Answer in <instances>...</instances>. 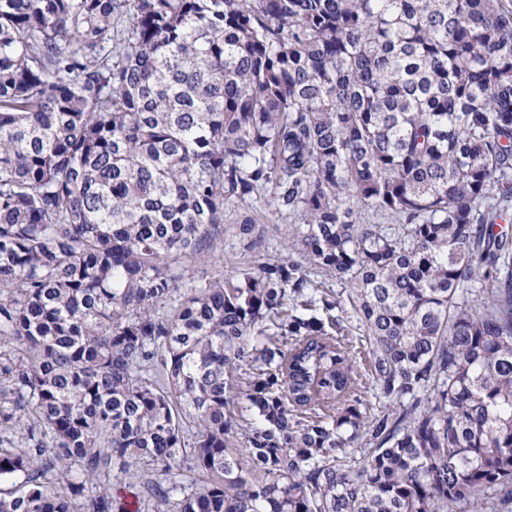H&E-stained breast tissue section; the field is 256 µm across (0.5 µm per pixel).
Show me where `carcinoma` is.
<instances>
[{"mask_svg":"<svg viewBox=\"0 0 512 512\" xmlns=\"http://www.w3.org/2000/svg\"><path fill=\"white\" fill-rule=\"evenodd\" d=\"M256 203L298 257L258 213L253 261L172 272ZM6 483L0 512L509 508L512 0H0ZM268 224H266V238L269 243L270 250L278 256H288V250L283 247V228L285 224H289L288 215L278 217L274 213L268 214Z\"/></svg>","mask_w":512,"mask_h":512,"instance_id":"obj_1","label":"carcinoma"}]
</instances>
